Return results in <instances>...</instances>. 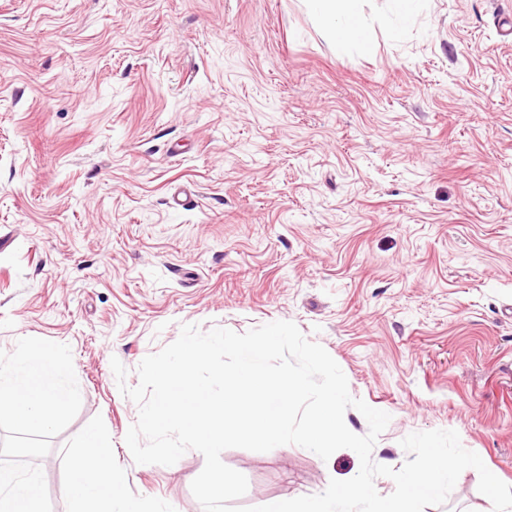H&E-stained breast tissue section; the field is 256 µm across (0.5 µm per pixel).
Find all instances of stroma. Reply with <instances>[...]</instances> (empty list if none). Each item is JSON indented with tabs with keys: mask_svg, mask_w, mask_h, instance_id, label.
Instances as JSON below:
<instances>
[{
	"mask_svg": "<svg viewBox=\"0 0 512 512\" xmlns=\"http://www.w3.org/2000/svg\"><path fill=\"white\" fill-rule=\"evenodd\" d=\"M340 48L303 0H0V350L70 346L81 407L40 468L52 512L82 430L127 498L203 512V455L135 463L137 367L182 325L295 323L389 414L374 462L457 431L512 485V0H363ZM242 506L360 467L230 448ZM476 470L424 512H487Z\"/></svg>",
	"mask_w": 512,
	"mask_h": 512,
	"instance_id": "1",
	"label": "stroma"
}]
</instances>
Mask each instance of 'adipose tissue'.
I'll return each instance as SVG.
<instances>
[{
    "mask_svg": "<svg viewBox=\"0 0 512 512\" xmlns=\"http://www.w3.org/2000/svg\"><path fill=\"white\" fill-rule=\"evenodd\" d=\"M312 14L338 45L365 44L367 31L361 0H305ZM72 477L66 494L71 512H143L140 503L124 497L115 487L112 453L104 436L85 429L79 450L70 459Z\"/></svg>",
    "mask_w": 512,
    "mask_h": 512,
    "instance_id": "obj_1",
    "label": "adipose tissue"
}]
</instances>
